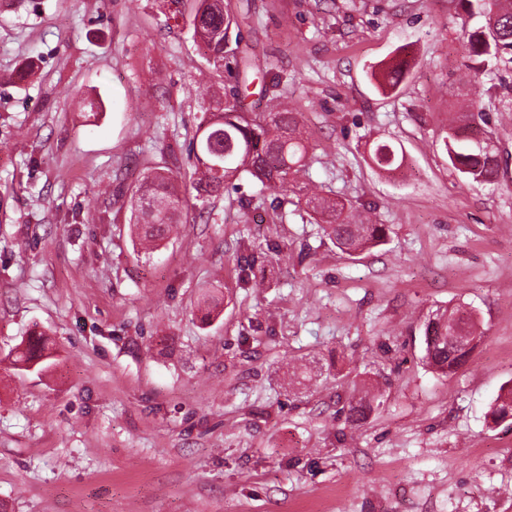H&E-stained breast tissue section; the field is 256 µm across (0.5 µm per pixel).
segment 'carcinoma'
<instances>
[{"mask_svg": "<svg viewBox=\"0 0 512 512\" xmlns=\"http://www.w3.org/2000/svg\"><path fill=\"white\" fill-rule=\"evenodd\" d=\"M196 8L191 19L194 38L204 50V58L213 73H221L224 64L240 62V31L244 18L224 9V0H195ZM467 9L479 8L484 17L493 22L499 40L487 45L477 30L463 34L469 55L478 63L475 74L492 72L489 64L507 61L512 64V11L503 12L495 0H466ZM407 75V68L399 61L389 68L379 84L383 88L396 87ZM207 137L196 143L197 165L190 176V186L195 198L204 199L224 192L227 184L246 173L262 187L286 194L296 192L294 176L308 164L311 133L299 121L298 113L281 106L274 98L267 111L249 116L243 112V94L233 96L208 109L203 123ZM461 127L452 125L444 139L448 159L453 167H467L477 171L487 183L498 177L499 164L486 153L472 149L470 142L459 137ZM378 166L391 167L396 163V151L386 144L374 150ZM224 168L222 175L214 171L216 161ZM305 205L323 219V230L342 251H364L386 242L387 227L369 224L356 219L353 207H347L318 192L303 195ZM185 198L179 190L178 177L155 168L148 171L133 187L131 193L130 223L136 228V238L147 251L160 243L178 224L182 223ZM444 333L435 335L425 343L423 360L437 372L455 373L470 358L465 346L450 339L449 332L460 325L468 330L478 326L477 319L461 308L436 310L433 315ZM44 338L35 333L28 337L14 364H30L42 357ZM492 419L512 416V388L502 389L490 406Z\"/></svg>", "mask_w": 512, "mask_h": 512, "instance_id": "cac0c4a2", "label": "carcinoma"}]
</instances>
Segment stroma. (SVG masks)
<instances>
[{"label": "stroma", "instance_id": "1", "mask_svg": "<svg viewBox=\"0 0 512 512\" xmlns=\"http://www.w3.org/2000/svg\"><path fill=\"white\" fill-rule=\"evenodd\" d=\"M228 4L255 66L213 91L287 94L300 181L388 239L345 254L244 176L144 255L129 190L192 171L209 102L194 0H0V512H512V419L489 415L512 385V65L470 75L483 20L458 0ZM456 112L492 133L495 183L449 163ZM458 305L484 341L444 375L423 325ZM34 330L46 357L11 365Z\"/></svg>", "mask_w": 512, "mask_h": 512}]
</instances>
